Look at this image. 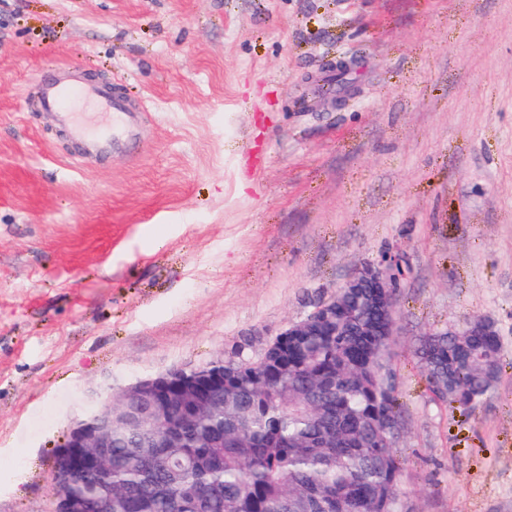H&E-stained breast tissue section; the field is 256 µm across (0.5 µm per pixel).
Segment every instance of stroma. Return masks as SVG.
<instances>
[{"label": "stroma", "instance_id": "1", "mask_svg": "<svg viewBox=\"0 0 512 512\" xmlns=\"http://www.w3.org/2000/svg\"><path fill=\"white\" fill-rule=\"evenodd\" d=\"M61 68L138 111L130 151L85 159L38 108ZM387 252L406 512H512V0H0V512H53L108 393L274 338ZM476 319L502 371L466 414L412 353Z\"/></svg>", "mask_w": 512, "mask_h": 512}]
</instances>
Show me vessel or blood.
Here are the masks:
<instances>
[{
	"mask_svg": "<svg viewBox=\"0 0 512 512\" xmlns=\"http://www.w3.org/2000/svg\"><path fill=\"white\" fill-rule=\"evenodd\" d=\"M79 98L90 100L103 110L106 123L102 130L87 131L84 118L73 108ZM37 99L42 111L57 114L70 127L87 157L101 158L124 147L137 124L136 114L126 109L104 85L46 75L39 81Z\"/></svg>",
	"mask_w": 512,
	"mask_h": 512,
	"instance_id": "obj_1",
	"label": "vessel or blood"
}]
</instances>
